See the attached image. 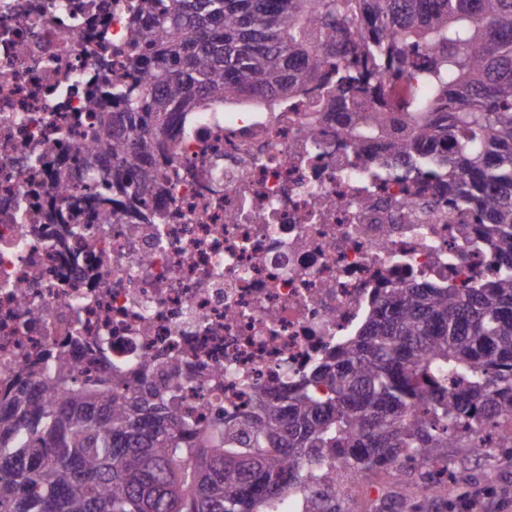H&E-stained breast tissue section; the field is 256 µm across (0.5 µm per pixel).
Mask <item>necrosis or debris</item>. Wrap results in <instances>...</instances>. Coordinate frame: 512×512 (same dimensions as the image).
Wrapping results in <instances>:
<instances>
[{
	"mask_svg": "<svg viewBox=\"0 0 512 512\" xmlns=\"http://www.w3.org/2000/svg\"><path fill=\"white\" fill-rule=\"evenodd\" d=\"M131 0H0V379L47 352L76 379L177 367L196 418L246 413L358 332L375 295L412 282L479 285L495 271L477 213L443 181L398 174L405 116L373 119L416 80L175 120L171 176L103 224L80 162L91 86L127 73Z\"/></svg>",
	"mask_w": 512,
	"mask_h": 512,
	"instance_id": "necrosis-or-debris-1",
	"label": "necrosis or debris"
}]
</instances>
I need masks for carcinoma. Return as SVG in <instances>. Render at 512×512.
<instances>
[{
	"mask_svg": "<svg viewBox=\"0 0 512 512\" xmlns=\"http://www.w3.org/2000/svg\"><path fill=\"white\" fill-rule=\"evenodd\" d=\"M131 46V83L92 126L118 167L103 222L162 188L164 169L141 159L164 153L170 112L283 100L325 65L330 91L355 93L411 59L426 89L406 106L413 136L387 150L448 178L487 224L497 272L478 288L391 289L357 335L227 421L192 419L172 380L78 384L51 354L40 388L20 378L0 395V512H264L338 462L416 456L425 485L448 478L442 449L512 416V0H137ZM445 135L454 152H433ZM405 509L435 504L409 493Z\"/></svg>",
	"mask_w": 512,
	"mask_h": 512,
	"instance_id": "carcinoma-1",
	"label": "carcinoma"
}]
</instances>
